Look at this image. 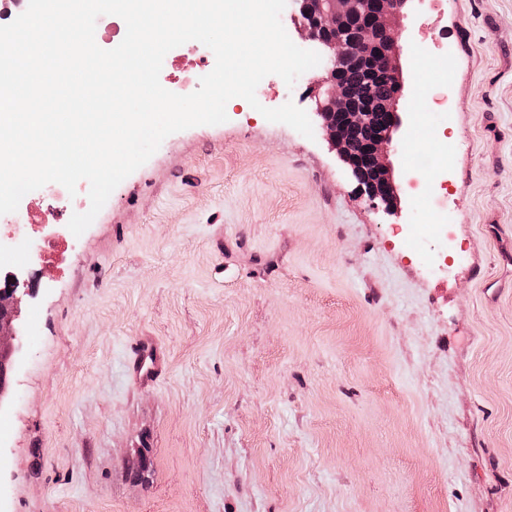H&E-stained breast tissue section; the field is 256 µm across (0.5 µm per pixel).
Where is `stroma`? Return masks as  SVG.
<instances>
[{
  "label": "stroma",
  "instance_id": "stroma-1",
  "mask_svg": "<svg viewBox=\"0 0 512 512\" xmlns=\"http://www.w3.org/2000/svg\"><path fill=\"white\" fill-rule=\"evenodd\" d=\"M403 24L395 215L324 137V61L256 89L312 137L246 103L169 135L62 263L32 260L72 201L35 197L0 512H512V0ZM135 372L144 382H155L163 371V351L152 339H143L132 347Z\"/></svg>",
  "mask_w": 512,
  "mask_h": 512
}]
</instances>
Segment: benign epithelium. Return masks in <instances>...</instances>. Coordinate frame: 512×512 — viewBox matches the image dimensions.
<instances>
[{"label":"benign epithelium","instance_id":"7a95c632","mask_svg":"<svg viewBox=\"0 0 512 512\" xmlns=\"http://www.w3.org/2000/svg\"><path fill=\"white\" fill-rule=\"evenodd\" d=\"M302 38L328 51L331 67L316 86V114L332 146L350 167L370 204L389 215L398 211L390 152L403 125L398 102L403 88L394 26L411 0H294ZM360 67L367 77L384 74L390 94L374 105L353 100L340 73ZM34 295L21 273L9 275L0 289V407L11 390L22 358L18 319L21 304Z\"/></svg>","mask_w":512,"mask_h":512}]
</instances>
